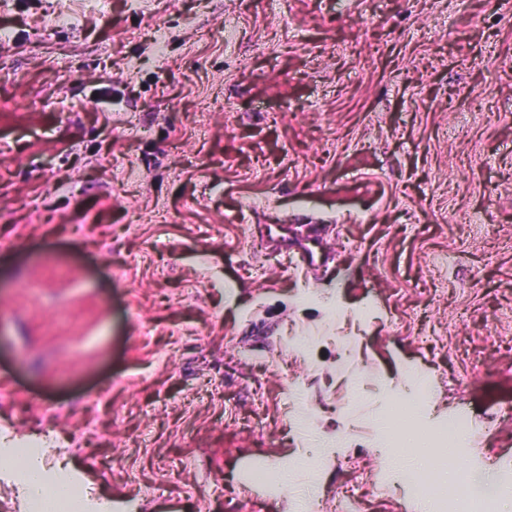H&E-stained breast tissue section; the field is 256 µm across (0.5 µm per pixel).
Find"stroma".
Returning a JSON list of instances; mask_svg holds the SVG:
<instances>
[{
    "label": "stroma",
    "mask_w": 512,
    "mask_h": 512,
    "mask_svg": "<svg viewBox=\"0 0 512 512\" xmlns=\"http://www.w3.org/2000/svg\"><path fill=\"white\" fill-rule=\"evenodd\" d=\"M2 34L0 439L139 512H341L415 372L425 434L495 420L449 471L512 465V0H6Z\"/></svg>",
    "instance_id": "35a3bbf8"
}]
</instances>
